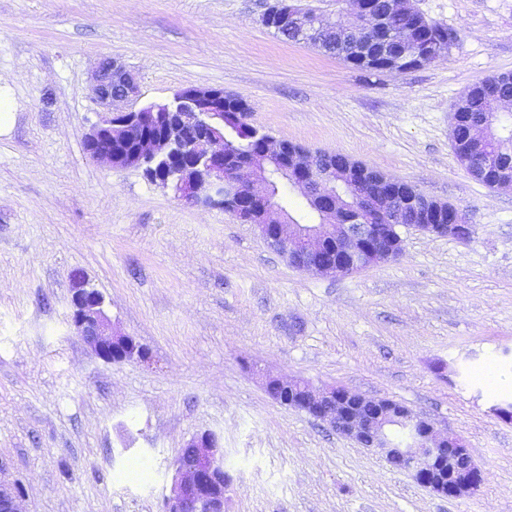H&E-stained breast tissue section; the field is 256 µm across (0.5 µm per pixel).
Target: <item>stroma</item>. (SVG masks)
<instances>
[{
  "label": "stroma",
  "instance_id": "obj_1",
  "mask_svg": "<svg viewBox=\"0 0 512 512\" xmlns=\"http://www.w3.org/2000/svg\"><path fill=\"white\" fill-rule=\"evenodd\" d=\"M276 0H0V479L23 512H161L193 435L224 450L226 512H512V189L457 160L459 95L512 73V0H409L453 30L401 72L360 69L262 23ZM140 104L217 87L252 125L349 156L457 207L471 239L399 227L394 259L291 267L255 226L89 156L102 58ZM148 361L100 359L71 324L73 273ZM269 376L392 398L484 472L445 498L307 413Z\"/></svg>",
  "mask_w": 512,
  "mask_h": 512
}]
</instances>
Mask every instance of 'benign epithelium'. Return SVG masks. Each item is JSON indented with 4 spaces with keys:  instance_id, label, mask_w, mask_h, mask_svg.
I'll use <instances>...</instances> for the list:
<instances>
[{
    "instance_id": "7a95c632",
    "label": "benign epithelium",
    "mask_w": 512,
    "mask_h": 512,
    "mask_svg": "<svg viewBox=\"0 0 512 512\" xmlns=\"http://www.w3.org/2000/svg\"><path fill=\"white\" fill-rule=\"evenodd\" d=\"M344 0L346 9L358 21L378 25L394 11L399 0ZM263 25L278 31H292L298 42L313 45L328 20L310 8H300L277 0ZM414 28L393 30L387 36L364 43L382 47L387 56L414 45ZM455 42L452 31L428 44V55L437 57ZM93 91L105 108L85 134L87 152L111 167H140L155 164L166 167L172 162V177L164 185L177 198L193 206L220 208L238 220L254 225L264 242L279 249L288 263L297 269L325 275H341L364 269L387 255L391 238L387 226L402 216L391 181L369 169L362 171L369 189L359 203L384 215L385 223L368 224L356 217L342 220V195L336 193V179L346 178L336 154L323 152L316 158L295 149L286 140L265 139L263 152L242 165L241 178L225 173L224 127H236L237 112L224 111V89L186 87L168 103L136 106L138 86L134 76L116 60L102 62L93 75ZM162 121L167 133L160 142L138 137L139 125ZM193 127L196 139L183 144L177 129ZM288 164L290 186L310 199L321 197L316 209L318 223L293 224L271 205L272 183L268 173L275 161ZM413 228L437 236L463 239L472 232L469 224H436L427 221ZM71 320L76 332L107 362L149 356L131 336L112 330L101 292L88 286L85 278L75 275L71 297ZM268 394L278 403L308 413L328 423L340 434L379 455L391 468L410 472L423 488L439 496L455 498L477 491L484 481L482 468L474 461L461 438L440 433L429 419L403 403L390 399H369L342 387L316 388L305 380L269 377ZM406 425L411 438L398 444L394 428ZM175 478L164 498L163 512H224V449L211 433L191 437L174 461ZM21 491L0 480V512H22Z\"/></svg>"
}]
</instances>
